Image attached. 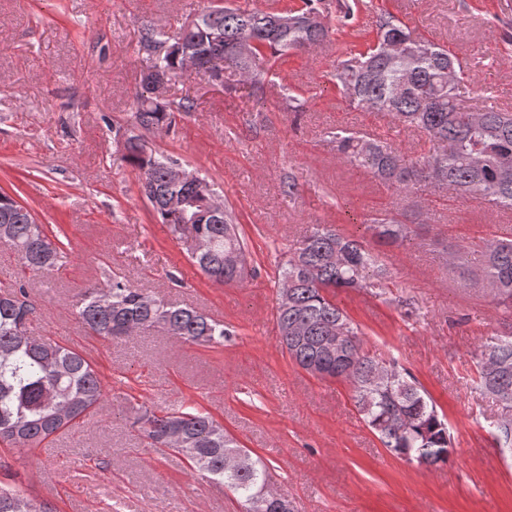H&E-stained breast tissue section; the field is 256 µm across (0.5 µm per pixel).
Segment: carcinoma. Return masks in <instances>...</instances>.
Listing matches in <instances>:
<instances>
[{
  "instance_id": "carcinoma-1",
  "label": "carcinoma",
  "mask_w": 512,
  "mask_h": 512,
  "mask_svg": "<svg viewBox=\"0 0 512 512\" xmlns=\"http://www.w3.org/2000/svg\"><path fill=\"white\" fill-rule=\"evenodd\" d=\"M372 7L370 0H301L297 10L261 9L217 0L174 40L154 25L143 26L136 50L146 60L151 44H170L152 61L156 73L168 80L186 67V45L204 56L220 55L229 73L221 81L224 90H236L231 77L238 76L259 101L289 52H305L335 32L347 33L353 41L334 73L340 96L423 133L428 150L413 161L385 139L338 130L329 133L336 157L395 193L408 196L417 186L430 185L512 213V112L495 104L463 108L460 92L467 70L458 57L386 11L376 14L371 29L359 27L357 13ZM192 109L191 102L164 98L159 88L141 81L132 112L140 134L128 136L122 159L138 171L142 194L160 223L180 239L186 227L207 244L189 252L192 263L215 284H238L247 272L249 249L233 207L226 203L222 213L212 214L214 185L201 175L191 182H170L169 168L176 160L149 146V136L173 128ZM176 195L188 200L187 209L168 207ZM425 224L420 210L412 220L396 210L372 218L370 229L379 244L399 247ZM0 242L17 252L30 273L50 270L68 258L64 243L51 239L29 208L2 190ZM469 253L468 246L446 250L448 273L466 288L488 290L512 314V237L483 241L478 267L470 264ZM387 287L386 270L361 241L333 225H316L278 265L273 317L280 344L308 373L348 383L360 418L390 453L436 467L452 451L446 419L396 360H377L364 350L362 332L331 297L338 288ZM34 312L26 280L0 284V444L19 449L58 435L106 402L101 376L86 353L30 334ZM75 315L90 334L114 341L151 328L199 345L222 346L230 335L223 324L193 308L165 303L115 273L106 285L84 289ZM479 367V387L499 406L491 421L496 446L512 448V331L482 346ZM133 418L151 445L182 455L193 471L231 491L241 512H292L288 498L269 487L268 464L243 448L211 413L192 406L159 412L139 408ZM0 512L57 509L0 484Z\"/></svg>"
}]
</instances>
